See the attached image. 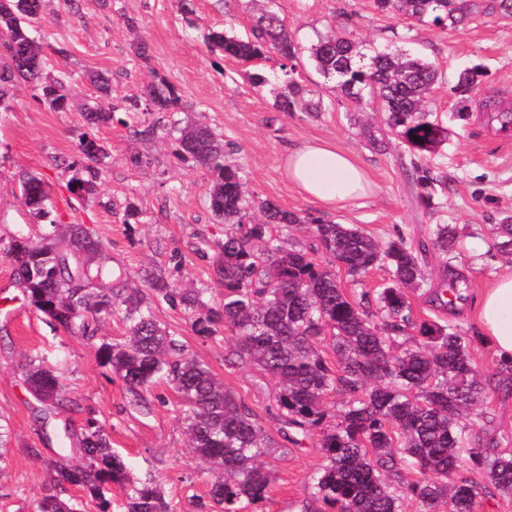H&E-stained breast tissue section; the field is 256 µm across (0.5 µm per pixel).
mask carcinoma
Returning a JSON list of instances; mask_svg holds the SVG:
<instances>
[{
    "instance_id": "cac0c4a2",
    "label": "carcinoma",
    "mask_w": 512,
    "mask_h": 512,
    "mask_svg": "<svg viewBox=\"0 0 512 512\" xmlns=\"http://www.w3.org/2000/svg\"><path fill=\"white\" fill-rule=\"evenodd\" d=\"M40 0H5L0 3V48L8 53L0 69V110L9 108L10 89L18 81L41 80L44 100L58 112L67 109L71 76L61 71L43 75L42 47L31 38L38 19L32 17ZM382 12L440 28L454 29L476 14L512 18V0H374ZM212 52L249 63L277 53L282 79L272 88L280 112L318 110L304 97L291 64L299 46L285 30L283 19L270 8L249 35L226 30L206 35ZM23 48L34 67L16 64L11 50ZM314 65L325 81L348 97L368 95L386 113V124L413 157L427 159L448 140L425 99L439 80L433 64L401 49L367 55L357 42L341 36H324L311 48ZM180 96L164 80L146 87L144 99H135L127 112L175 114ZM488 124L512 133V110L494 95L483 100ZM117 108L84 107L85 122L97 127L113 120ZM179 133L183 156L209 170L207 191L224 238L209 243L214 252L212 281L223 289L209 306L199 288L178 294L164 280L148 276L152 297L172 307L181 306L189 316L191 331L210 338L219 330L230 334L232 354L273 377V405L284 439L318 433V444L327 464L314 478V501L327 512H403L405 497L415 498L422 512H480L491 489L512 493V451L485 456L473 440L467 417L479 411L486 399L484 379L476 368L472 340L448 323L414 317L409 291L425 288L431 302L447 311L460 299L457 288L464 276L456 273L436 288L426 287L420 259L404 240L382 246L352 224H338L319 217L302 216L250 194L238 169L226 163L224 143L212 130L170 119L169 124L149 126L139 134L158 129ZM78 151L88 164L73 172L69 191L80 198L99 192L98 180L107 167L108 153L95 139L82 134ZM417 181L428 192L430 203L440 179L428 167H414ZM21 203L45 230L33 241L18 228L4 247L14 263L19 284L35 311L71 336L92 341L103 323L119 314L126 332L119 339L103 341L98 359L141 404L146 391L158 380L172 386L178 396L185 435L194 453L214 473L210 500L221 512H243L245 505L266 499L271 483L259 458L279 443L258 422L247 406L210 369L188 356L179 335L161 327L151 302L139 291L124 287L123 273L105 265L98 237L85 224H64L56 214L47 184L35 173L18 179ZM262 219L254 222L250 211ZM310 234L312 243L298 248L278 234L288 228ZM491 240L501 252L512 250V224H500ZM454 241L453 230L438 224L432 244L442 254ZM389 274L374 299L364 292L355 299L344 291L338 273L358 282L373 269ZM30 395L48 416L66 409L71 399L60 377L46 361L28 358L22 364ZM341 396L340 409L330 416L325 396ZM59 455L75 454L70 467L46 463L49 487L35 512H78L65 497L67 487L85 490L98 512H112V498L103 487L124 491V512H170L150 476L130 479L127 465L112 450L105 425L90 414L79 430L68 427L57 433ZM486 471L489 483L448 481V474L463 456ZM418 478L403 483V471Z\"/></svg>"
}]
</instances>
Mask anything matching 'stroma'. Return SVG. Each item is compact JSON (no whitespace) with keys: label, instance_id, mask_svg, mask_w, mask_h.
Wrapping results in <instances>:
<instances>
[{"label":"stroma","instance_id":"obj_1","mask_svg":"<svg viewBox=\"0 0 512 512\" xmlns=\"http://www.w3.org/2000/svg\"><path fill=\"white\" fill-rule=\"evenodd\" d=\"M266 6V0H192L185 11L179 0H80L73 8L67 0H44L33 35L44 47L46 72L70 74L77 105L55 111L36 86L21 82L9 109L0 111V239L9 240L21 224L38 234L13 194L19 172L36 173L48 183L62 221L88 225L104 245L107 266L123 270L128 287L146 290L145 275L154 272L176 291L202 288L205 301L216 302L220 290L210 280L204 249L206 242L223 238L224 227L209 209L210 173L178 159L173 139L143 135V128L162 120V113H139L133 129L117 123L90 128L79 108L98 97L89 81L94 74L108 79L112 105L165 80L180 95L178 118L223 135L228 161L237 165L256 200L357 225L383 243L403 239L417 251L432 283L441 282L447 263L468 278L466 299L455 315L445 316L429 305L422 292L411 293L410 300L422 317L448 319L473 337V358L487 389L486 416L475 423V437L490 457L512 448V379L500 373L496 357L478 340L472 314L475 300L494 277L512 270V253L487 245L489 226L512 217V137L495 135L479 116L477 95L457 87L461 73L478 67L482 90L512 104V20L479 16L443 30L381 12L373 0H276L289 36L302 49L296 78L309 97L322 102L318 112H279L271 94L281 76L279 56L257 62L268 79L257 86L246 77L245 65L210 52L203 40L214 29L245 35ZM334 28L380 49H407L438 69L441 78L429 108L447 127L448 141L430 160L442 181L432 205L422 204L424 190L411 158L384 119L376 124L387 148L369 143L363 115L372 103L348 100L312 65L310 46ZM143 43L149 50L142 56L137 49ZM84 133L110 155L98 195L86 202L66 187L73 170L85 163L76 149ZM309 140L351 155L367 172L371 193L332 211L299 195L285 177L281 154ZM129 205L138 217L128 223L124 210ZM438 224L458 231L445 257L431 243ZM13 269L0 250V425L8 434L0 449V512H33L50 482L45 463L58 456L50 435L67 425L80 427L89 413L105 422L113 448L134 476L149 472L156 477L172 512H198L199 503L208 499L211 475L187 445L174 390L157 383L145 395L147 408L135 406L120 379L105 378L95 346L55 329L32 308ZM155 314L257 412L265 431L278 437V424L267 411L274 379L239 362L223 336L194 335L182 309L161 303ZM27 355L57 368L75 409L41 421L40 406L19 367ZM261 462L271 476L268 497L248 512H304L313 500L312 480L326 463L317 436L297 445L283 443Z\"/></svg>","mask_w":512,"mask_h":512}]
</instances>
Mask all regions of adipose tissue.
Instances as JSON below:
<instances>
[{
	"mask_svg": "<svg viewBox=\"0 0 512 512\" xmlns=\"http://www.w3.org/2000/svg\"><path fill=\"white\" fill-rule=\"evenodd\" d=\"M284 169L289 182L306 198L325 207L365 195L368 180L361 166L335 148L303 143L285 151ZM480 338L498 360H512V273L498 276L476 307Z\"/></svg>",
	"mask_w": 512,
	"mask_h": 512,
	"instance_id": "adipose-tissue-1",
	"label": "adipose tissue"
}]
</instances>
